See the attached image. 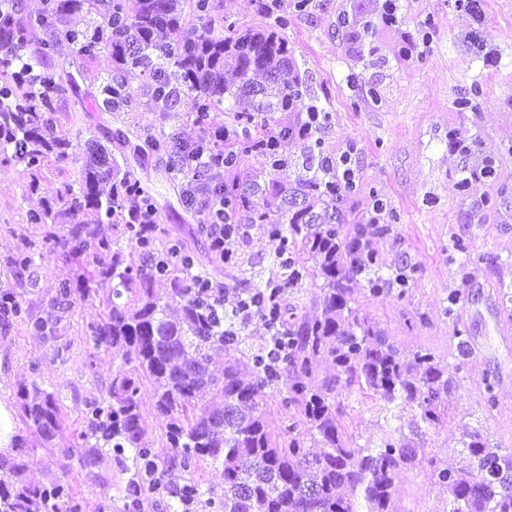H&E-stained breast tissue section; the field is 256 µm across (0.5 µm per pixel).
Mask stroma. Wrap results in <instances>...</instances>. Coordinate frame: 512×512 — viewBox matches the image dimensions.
<instances>
[{
	"label": "stroma",
	"mask_w": 512,
	"mask_h": 512,
	"mask_svg": "<svg viewBox=\"0 0 512 512\" xmlns=\"http://www.w3.org/2000/svg\"><path fill=\"white\" fill-rule=\"evenodd\" d=\"M397 21L381 22L379 0H275L287 15L283 35L307 86L293 112L275 113L283 122L307 119V107L322 108L325 119L318 142L284 139L279 151L289 161L277 172L294 180L317 154L348 157L356 175L355 190L341 208L348 217L368 216L382 200L393 216L390 235L375 246L387 267L418 264L417 279L404 298L360 291L357 299L405 349L427 348L447 364L457 383L448 415L416 445L426 458L458 463L460 441L467 431L487 432L500 448L512 450V0H482L480 18L460 9L455 0H399ZM376 17V31L362 49H352L344 21ZM215 31L228 23L245 29L266 24L254 0H211L208 18ZM411 55H402V48ZM52 63L65 87L59 129L73 142L96 138L131 174L150 188L162 233L186 239L200 255L211 278L234 287L231 269L212 263L201 218L184 202V182L170 169L168 156L151 150L149 139L176 134L182 142L206 139L212 124L240 132L232 113L220 112L215 123L186 112L160 111L147 78L136 80L137 93L121 112L100 111L95 101L99 80L112 71V57L82 58L69 44L57 47ZM466 109H459L462 99ZM493 160L495 177L461 185L463 166ZM82 152L42 169L37 190L22 166L0 163V290L17 291L36 316L55 310L50 299L59 282L75 277L74 267L50 254L30 211L51 200L62 181L77 180ZM464 250H457V243ZM29 246L33 266L22 278L6 274L5 264ZM280 248L263 224L246 226L237 238L238 256L268 279ZM463 292L450 305L452 292ZM89 305H76L58 326L57 339L16 325L0 335V429L13 431L12 405L18 389L39 383L58 394L65 419L50 447L29 451L26 476L36 483L69 482L81 512H123L119 492L124 477L112 471L96 478L61 451L74 447L87 401L100 398L114 368L110 354L94 357L83 326ZM465 331L473 344L466 360L456 356L455 336ZM493 383L494 408L485 406V385ZM410 410L379 412L371 405H350L345 421L359 445L378 437L383 426L409 429ZM398 512H446L448 505L426 471L410 468L397 481Z\"/></svg>",
	"instance_id": "35a3bbf8"
}]
</instances>
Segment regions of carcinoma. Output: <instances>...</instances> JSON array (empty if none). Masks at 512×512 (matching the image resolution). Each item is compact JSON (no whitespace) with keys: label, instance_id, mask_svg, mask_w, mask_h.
<instances>
[{"label":"carcinoma","instance_id":"carcinoma-1","mask_svg":"<svg viewBox=\"0 0 512 512\" xmlns=\"http://www.w3.org/2000/svg\"><path fill=\"white\" fill-rule=\"evenodd\" d=\"M187 9L200 25L175 43L163 41V33L183 29ZM210 9L209 0H139L130 14L123 0H43L32 18L24 0H0V153L24 165L34 189L46 162L78 148L57 129L65 88L50 58L61 42L86 59L111 54L112 74L100 85L102 111L129 105L132 80L147 75L164 112L181 105L203 122L227 111L250 120L256 136L224 151V180L211 187L224 196V213L210 221L265 224L282 241L274 261L279 272L264 283L238 255L223 261L239 272L240 294L258 304L271 335L282 337L280 351L261 359L246 349L242 328L216 322L224 303L219 281L183 241L162 239L157 225L129 214L130 197L153 207V196L92 141L78 184L63 181L57 196L27 217L43 244L77 265L81 276L56 288L53 319L35 317L17 292L0 291V333L24 323L51 339L78 303L99 302L102 311L85 324L84 336L96 355L121 352L124 365L112 372L106 395L86 403L76 447L64 456L89 470L113 459L128 474L123 512H142L156 494L165 497V512H393L395 479L422 464L419 451L397 427L371 445L356 444L342 403L369 400L386 412L408 406L416 411L412 433L420 437L447 416L456 388L448 365L428 349H401L355 299L361 281L374 296L404 297L415 267L383 271L373 238L388 235L390 225L346 222L336 202L355 185L336 180L333 158L321 157L292 183L241 170L240 158L254 152L281 171L288 161L276 142L312 137L305 123L270 124L271 114L289 112L303 98L302 82L287 39L278 34L288 17L276 16L270 30L229 24L217 34L205 22ZM75 13L91 16L85 28L67 24ZM34 21L47 31L36 47L27 39ZM224 138V127L216 125L205 143L191 147L165 135L152 148L188 159ZM105 223L112 225L110 238L100 232ZM33 264L29 248L9 260L13 272ZM310 265L322 278L320 315L312 321L284 303L285 290L298 287ZM158 280L171 284L164 296L154 288ZM324 361L335 373L319 381ZM145 387L170 450L161 465L146 442ZM272 393L292 413L282 434L271 426ZM17 399L26 429L51 442L63 420L58 396L35 384ZM24 443L17 433L8 451L0 450V512H81L69 483L27 481L26 461L12 453ZM461 454L467 463L457 468L429 460L448 512H512V452L476 429L461 440ZM202 463L222 467L224 498L205 497L194 478Z\"/></svg>","mask_w":512,"mask_h":512}]
</instances>
